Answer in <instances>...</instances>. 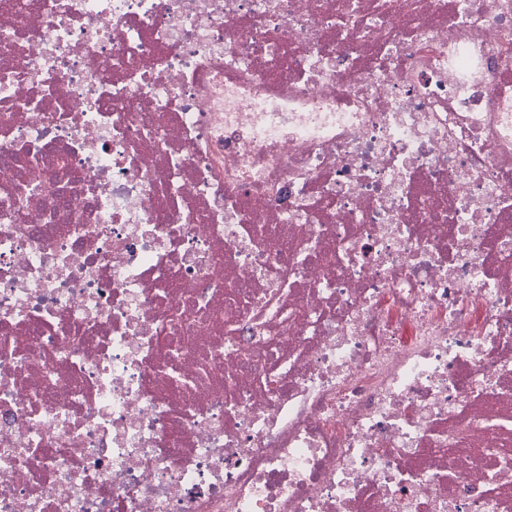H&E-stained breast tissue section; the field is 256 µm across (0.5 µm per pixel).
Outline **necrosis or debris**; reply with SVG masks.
Segmentation results:
<instances>
[{
    "label": "necrosis or debris",
    "instance_id": "1",
    "mask_svg": "<svg viewBox=\"0 0 512 512\" xmlns=\"http://www.w3.org/2000/svg\"><path fill=\"white\" fill-rule=\"evenodd\" d=\"M0 512H512V0H0Z\"/></svg>",
    "mask_w": 512,
    "mask_h": 512
}]
</instances>
